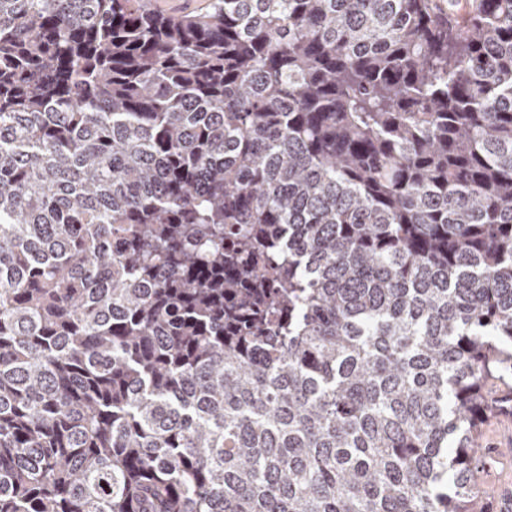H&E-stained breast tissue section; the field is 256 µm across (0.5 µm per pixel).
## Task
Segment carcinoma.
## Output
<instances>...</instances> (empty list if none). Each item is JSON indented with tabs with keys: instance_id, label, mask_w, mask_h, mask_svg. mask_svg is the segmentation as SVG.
<instances>
[{
	"instance_id": "cac0c4a2",
	"label": "carcinoma",
	"mask_w": 512,
	"mask_h": 512,
	"mask_svg": "<svg viewBox=\"0 0 512 512\" xmlns=\"http://www.w3.org/2000/svg\"><path fill=\"white\" fill-rule=\"evenodd\" d=\"M511 378L512 0H0V512H486Z\"/></svg>"
}]
</instances>
